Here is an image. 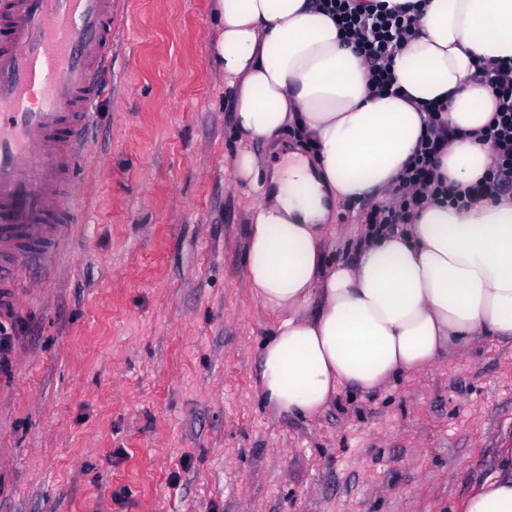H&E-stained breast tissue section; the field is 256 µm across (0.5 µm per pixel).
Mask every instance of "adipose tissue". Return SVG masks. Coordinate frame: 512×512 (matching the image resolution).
Listing matches in <instances>:
<instances>
[{
	"label": "adipose tissue",
	"instance_id": "ef3b65f1",
	"mask_svg": "<svg viewBox=\"0 0 512 512\" xmlns=\"http://www.w3.org/2000/svg\"><path fill=\"white\" fill-rule=\"evenodd\" d=\"M213 55L235 99L232 180L250 200L245 271L275 317L255 375L262 404L312 418L338 393H369L429 370L448 350L512 339V194L436 201L405 231L368 235L352 260L325 259L331 200L388 198L423 132L420 104L448 102L471 132L496 100L478 62L512 61V0H423L417 30L391 61L399 94L371 95L363 60L315 0H215ZM298 133L313 150L268 177L254 149ZM489 148L450 143L440 170L465 191ZM461 512H512V447Z\"/></svg>",
	"mask_w": 512,
	"mask_h": 512
}]
</instances>
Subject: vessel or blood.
I'll list each match as a JSON object with an SVG mask.
<instances>
[{
    "instance_id": "obj_1",
    "label": "vessel or blood",
    "mask_w": 512,
    "mask_h": 512,
    "mask_svg": "<svg viewBox=\"0 0 512 512\" xmlns=\"http://www.w3.org/2000/svg\"><path fill=\"white\" fill-rule=\"evenodd\" d=\"M112 47V0H0V312L76 221L82 135Z\"/></svg>"
}]
</instances>
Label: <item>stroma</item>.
Listing matches in <instances>:
<instances>
[{
    "label": "stroma",
    "mask_w": 512,
    "mask_h": 512,
    "mask_svg": "<svg viewBox=\"0 0 512 512\" xmlns=\"http://www.w3.org/2000/svg\"><path fill=\"white\" fill-rule=\"evenodd\" d=\"M214 0H113L81 220L24 272L0 370V512H459L512 444V342L313 419L264 410ZM367 198L336 207L351 259Z\"/></svg>",
    "instance_id": "1"
}]
</instances>
